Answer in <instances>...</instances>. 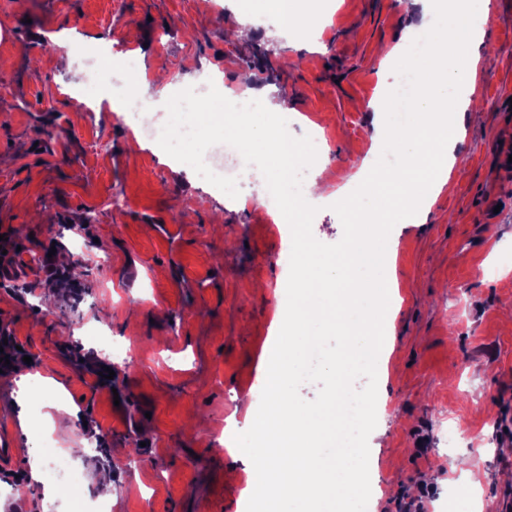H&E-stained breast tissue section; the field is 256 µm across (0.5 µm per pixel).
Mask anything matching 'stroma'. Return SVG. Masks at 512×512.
Wrapping results in <instances>:
<instances>
[{
	"label": "stroma",
	"mask_w": 512,
	"mask_h": 512,
	"mask_svg": "<svg viewBox=\"0 0 512 512\" xmlns=\"http://www.w3.org/2000/svg\"><path fill=\"white\" fill-rule=\"evenodd\" d=\"M235 0H0V232L32 261L0 288V326L32 359L57 401L81 420L61 426L30 406L15 371L0 373V442L15 450L0 485L29 478L47 438L71 464L95 457L112 475L110 512H246L249 459L228 450L261 390L285 269L281 235L263 207L241 206L177 170L157 142L134 141L109 100L86 114L74 87L86 66L75 45L126 49L146 80L191 87L223 72L229 92L250 72L281 104L291 144L316 126L327 147V190L355 179L374 143L368 104L398 76L379 55L421 20L398 0H329L317 45L257 29L229 39ZM478 47L488 62L454 145L465 158L424 223L398 224L391 263L394 350L378 372V424L367 512H398L402 495L433 484L425 512H501L512 496V0H490ZM71 44L59 46L58 35ZM67 252L52 306L36 259ZM104 327L131 358L110 382L108 350L82 325ZM459 431L445 446L444 430ZM482 473L472 484L451 463Z\"/></svg>",
	"instance_id": "stroma-1"
}]
</instances>
